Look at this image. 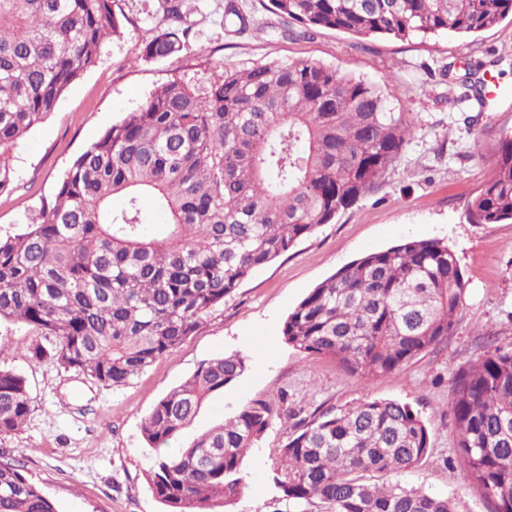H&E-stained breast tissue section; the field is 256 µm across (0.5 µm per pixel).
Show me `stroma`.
I'll return each mask as SVG.
<instances>
[{
    "label": "stroma",
    "instance_id": "stroma-1",
    "mask_svg": "<svg viewBox=\"0 0 512 512\" xmlns=\"http://www.w3.org/2000/svg\"><path fill=\"white\" fill-rule=\"evenodd\" d=\"M250 27L224 30V0H190L196 34L182 51L146 62L141 51L160 17L157 0H114L120 37L106 41L93 68L73 82L55 111L12 150L13 186L0 194V234L20 232L38 219L74 159L155 89L179 78L205 83L217 65L319 62L387 83L414 123L400 159L355 204L337 213L287 253L255 271L201 327L125 386L106 388L28 355L40 338L28 327L0 322L7 364L21 374L31 414L18 434L0 439V454L22 460L59 512H165L146 473L156 453L142 424L156 402L210 359L239 353L243 376L209 397L175 439L194 436L255 400L282 402L289 422L319 407L395 399L412 406L431 435L425 458L406 473H367V482H401L450 497L455 512H489L457 461L449 408L454 374L484 355L488 345L512 349V223L471 224L468 202L488 179L484 152L512 135V17L471 37L358 39L322 29L285 37L282 20L261 0H239ZM498 96L477 111L466 98L464 74ZM407 239H439L456 254L466 282L464 302L447 340L400 370L377 378L350 374L335 361L310 356L281 336L288 313L317 285L353 260ZM273 421L261 447L244 460L248 484L231 512H282L272 477L285 441Z\"/></svg>",
    "mask_w": 512,
    "mask_h": 512
}]
</instances>
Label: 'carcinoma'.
I'll use <instances>...</instances> for the list:
<instances>
[{"mask_svg":"<svg viewBox=\"0 0 512 512\" xmlns=\"http://www.w3.org/2000/svg\"><path fill=\"white\" fill-rule=\"evenodd\" d=\"M113 0H0V192L10 152L53 112L107 39ZM285 32L331 29L405 40L477 33L512 15V0H269ZM170 24L141 58H168L194 27L184 0H161ZM226 24L248 23L227 0ZM413 135L387 86L320 63L224 68L200 89L174 79L152 92L72 163L55 201L22 232L0 236V321L49 341L31 358L121 387L195 333L255 270L287 253L369 191ZM466 207L472 224L512 221V136ZM122 195L115 209L112 198ZM168 233L149 232V210ZM466 288L438 239L370 252L309 292L285 318L294 349L362 378L399 369L444 340ZM0 344V438L30 415L24 378ZM247 368L238 354L202 364L142 425L159 451L147 473L166 512H218L246 487L243 459L278 409L263 400L195 437L169 444L210 395ZM459 462L492 512H512V351L485 353L452 379ZM430 431L409 404L385 399L318 410L287 432L274 484L288 512H454L450 498L363 474L414 468ZM0 512H59L25 472L0 460Z\"/></svg>","mask_w":512,"mask_h":512,"instance_id":"carcinoma-1","label":"carcinoma"}]
</instances>
